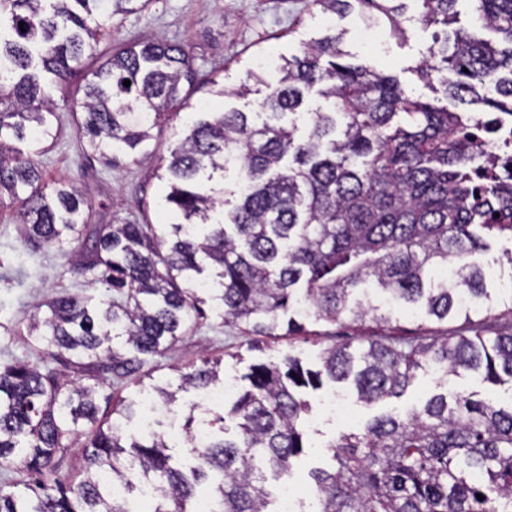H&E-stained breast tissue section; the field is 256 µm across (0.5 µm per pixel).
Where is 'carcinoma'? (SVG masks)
I'll return each instance as SVG.
<instances>
[{"instance_id": "cac0c4a2", "label": "carcinoma", "mask_w": 512, "mask_h": 512, "mask_svg": "<svg viewBox=\"0 0 512 512\" xmlns=\"http://www.w3.org/2000/svg\"><path fill=\"white\" fill-rule=\"evenodd\" d=\"M153 0H0V198L21 200L19 223L31 243L73 247L76 266L100 271L114 297L61 295L33 315L27 335L78 374L66 380L15 359L0 368V461L23 468L18 489L0 481V512H134L126 495L147 483L148 512H273L272 485L255 473L260 456L278 479L307 448L303 399L324 382L351 381L367 406L403 395L418 370L478 374L512 384V321L465 326L440 336L351 341L324 349L310 367L297 357L260 363L237 398L204 419L191 406L184 428L210 440L194 462L176 465L164 433L122 429L137 418L120 401L99 419L96 396L108 381L139 377L146 357L184 335L206 298L224 322L270 336L303 312L334 323L377 316L365 285L442 322L463 301L487 299L474 256L512 232V185L485 176L496 157L474 135L479 106L512 115V0H312L332 19L352 13L404 34L413 19L445 33L439 48L408 67L443 98L409 91L389 71L345 49L347 31L331 23L300 53L248 70L232 95L256 102L266 119L239 109L205 112L160 159L164 202L173 222L96 224L91 206L43 170L18 144L53 138L58 112L80 113L85 151L117 168L192 108L200 88L186 45L119 42L85 69L113 16ZM76 73L84 84L67 88ZM130 81V86L123 85ZM63 92L64 108L50 89ZM316 94L328 106L307 109ZM221 360L180 372L174 390L151 385L168 412L178 393L214 388ZM91 425L82 433L80 424ZM79 464L60 472L76 437ZM333 464L311 474L316 512H512V402L472 393L431 396L419 409L383 413L360 432L328 445Z\"/></svg>"}]
</instances>
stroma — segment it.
Instances as JSON below:
<instances>
[{
	"label": "stroma",
	"instance_id": "35a3bbf8",
	"mask_svg": "<svg viewBox=\"0 0 512 512\" xmlns=\"http://www.w3.org/2000/svg\"><path fill=\"white\" fill-rule=\"evenodd\" d=\"M343 25L348 30L347 50L392 70L402 82L415 83V76L406 68L425 57L433 43L432 30L406 23V39L400 42L380 27L371 41L359 35L356 17H347ZM322 33L323 21L315 15L311 0H153L143 12L114 18L111 33L100 37L97 50L107 54L116 43L134 37L175 39L188 44L196 68L205 75L220 71L229 91L221 98L200 88L195 103L214 110L233 106L247 111L254 109V97L237 98L230 91L237 87L258 53L290 56L298 53L302 43ZM182 128V119H174L171 127L151 142L148 156L119 169L104 167L83 154L75 119L68 112L61 113L53 140L29 144L28 149L36 153L46 180L71 182L91 203L92 223L166 224L170 216L156 166L174 142L173 131ZM16 210V204L9 201L0 206V363L17 358L44 370L54 367V360L40 343L23 333L37 306L59 294L97 296L105 288L95 284L93 274L74 273L70 248L51 246L32 251L15 222ZM479 260L485 266L486 285L492 296L490 316L506 320L512 316V296L507 293L512 285V236L494 237L490 250ZM462 323L459 317L440 323L396 306L387 324L369 317L361 321L345 318L334 324L307 319L291 332L282 327L272 336H254L225 322L222 307L209 305L204 318L180 342L165 356L148 359L142 371L153 382L162 383L175 379L177 369L186 364L205 356L220 357L224 360L225 380L233 382L251 365L277 363L289 354L300 357L305 364H316L324 348L346 339L361 344L382 335H436L455 330ZM336 391L344 398V408L336 415L330 414L326 406V391L309 390L304 394L310 404V447L295 461L287 482L307 503L314 498L308 473L329 464L323 446L340 433L362 428L381 413L421 405L437 393L466 392L503 402L512 398V391L504 385L483 383L468 375L442 379L432 372L419 373L403 396L378 406L359 403L349 384H338Z\"/></svg>",
	"mask_w": 512,
	"mask_h": 512
}]
</instances>
